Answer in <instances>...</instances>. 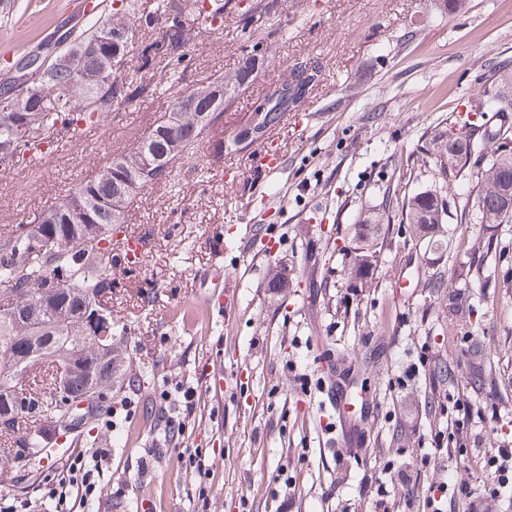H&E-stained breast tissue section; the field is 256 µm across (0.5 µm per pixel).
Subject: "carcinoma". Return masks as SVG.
Wrapping results in <instances>:
<instances>
[{"instance_id": "cac0c4a2", "label": "carcinoma", "mask_w": 512, "mask_h": 512, "mask_svg": "<svg viewBox=\"0 0 512 512\" xmlns=\"http://www.w3.org/2000/svg\"><path fill=\"white\" fill-rule=\"evenodd\" d=\"M104 12L90 18L74 31V40L88 51L77 65L56 67L40 77L28 79L23 105L9 100L14 82L0 85V111L35 118L42 133L32 134L25 122L0 121V140L11 139L10 158H0V166L27 162L34 154L59 146V136L83 124H98L135 101L152 97L158 87L178 74L189 49L201 37V30L187 22L192 14L212 31L224 29V0H158L156 10L144 12L138 0H118ZM139 44L138 67L124 71V62L134 44ZM265 55L253 46L252 55L231 74H220L195 83L187 94L174 100L170 111L160 115L144 133L137 146L118 155L119 163L103 179L97 172L77 183L43 217L45 223L32 231L17 224L0 237V475L18 467L22 455L34 458L31 469H41L45 455L34 456L40 447V432L47 421L60 419L57 371L68 369L66 389L71 399H79L92 389L112 397V377L123 368L125 350L115 345L110 353H99L94 336L79 319V310L88 295L112 299V276L125 265L121 254L99 247L101 229L120 224L138 193L131 185L141 183L142 157L170 161L193 154L194 149L224 115V103H216L213 92L230 97L250 82L258 61ZM482 112H505L509 100L501 91L483 96ZM210 121L195 127L201 113ZM452 128H434L424 145L425 153L444 158L434 169L435 180L445 188L441 205L433 201L431 189L408 192L399 197L397 189L387 192L384 206L355 219L354 234L376 238L383 225L396 217L432 248L445 241V223L454 217L460 224L483 228L464 258L454 265L455 282L468 287L474 275L497 251L496 229L512 222V138L500 133L479 132L470 116L458 115ZM459 212L452 213L457 200ZM376 262V251L356 255L350 281L365 287ZM455 318L471 317L477 308L462 290L448 294ZM462 353L468 355L472 389L485 385L483 345L468 337ZM37 369L46 377L39 389L26 391L23 379Z\"/></svg>"}]
</instances>
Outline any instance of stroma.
<instances>
[{"instance_id":"35a3bbf8","label":"stroma","mask_w":512,"mask_h":512,"mask_svg":"<svg viewBox=\"0 0 512 512\" xmlns=\"http://www.w3.org/2000/svg\"><path fill=\"white\" fill-rule=\"evenodd\" d=\"M72 0H0V60L46 44L62 22L81 24ZM224 0V32L203 31L179 80L100 125L69 135L64 147L0 168V233L33 222L94 166L134 148L197 80L233 70L261 44L266 62L224 101V119L193 158L169 166L142 191L113 243L142 237L139 265L112 287V315L126 327L124 375L113 416L87 424L82 443L96 489L72 512H279L269 483H286L288 512H373L375 486L387 512H417L400 475L419 490L464 470L512 441V223L498 228L503 259L471 282L477 312L471 336L487 348L494 385L472 391L460 341L448 332V301L426 280L451 272L460 237L475 225L447 224L438 252L392 224L379 239L370 287H352L345 246L358 213L382 206L395 168L417 155L423 134L455 113L479 111L478 75L512 70V0H466L448 13L435 0ZM317 58L322 77L270 132L285 163L256 182L257 141L238 131L252 104L291 66ZM270 235L280 248L256 252ZM238 289L218 309L204 279L214 260ZM288 285H268L272 267ZM354 364L350 415L359 443L348 447L329 406L331 363ZM455 367L438 381V364ZM224 374V391L206 381ZM193 409L175 441L164 439L160 404L177 385ZM465 454H458V447ZM441 454L429 458L430 449ZM213 477L200 481L190 454ZM61 449L37 474L0 477V506L53 512L39 486L57 474Z\"/></svg>"}]
</instances>
